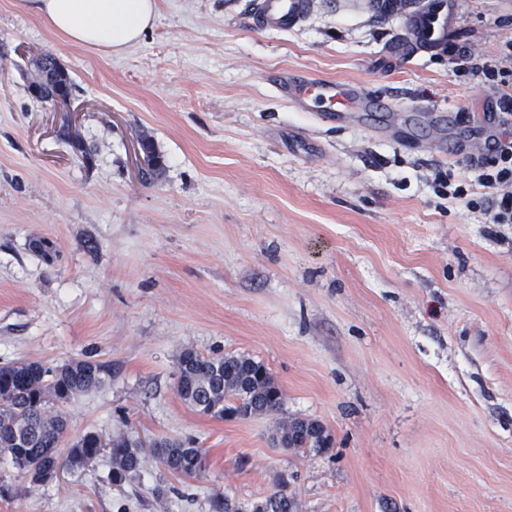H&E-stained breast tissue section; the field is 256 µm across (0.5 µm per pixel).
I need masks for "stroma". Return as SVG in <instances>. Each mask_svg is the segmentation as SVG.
I'll return each instance as SVG.
<instances>
[{
  "label": "stroma",
  "mask_w": 512,
  "mask_h": 512,
  "mask_svg": "<svg viewBox=\"0 0 512 512\" xmlns=\"http://www.w3.org/2000/svg\"><path fill=\"white\" fill-rule=\"evenodd\" d=\"M456 2L449 49L400 60L404 16L364 0H312L288 30L251 26L253 0H158L112 57L0 0V363L111 367L64 404L70 437L206 450L201 477L150 456L120 486L105 456L45 486L1 457L0 512H210L213 490L282 488L299 512H512V224L433 183L473 180L501 129L457 49L497 55L512 0ZM46 54L68 103L32 92ZM291 72L365 83L392 109L338 127L276 92L270 75ZM186 348L263 363L279 414L185 406ZM281 417L321 423L329 450L273 446Z\"/></svg>",
  "instance_id": "stroma-1"
}]
</instances>
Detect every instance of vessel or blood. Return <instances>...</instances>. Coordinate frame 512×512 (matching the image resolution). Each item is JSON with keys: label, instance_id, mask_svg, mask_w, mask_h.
<instances>
[{"label": "vessel or blood", "instance_id": "obj_1", "mask_svg": "<svg viewBox=\"0 0 512 512\" xmlns=\"http://www.w3.org/2000/svg\"><path fill=\"white\" fill-rule=\"evenodd\" d=\"M310 7L311 0H254L253 20L265 28H294L304 22ZM407 19L413 41L408 45L393 41L396 54H407L412 47L442 51L455 27V4L453 0H422L408 12ZM276 89L301 110L319 105L340 126L350 124L360 113L389 109L387 100L366 95L357 82L292 75L279 81Z\"/></svg>", "mask_w": 512, "mask_h": 512}]
</instances>
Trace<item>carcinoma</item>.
Returning a JSON list of instances; mask_svg holds the SVG:
<instances>
[{
  "mask_svg": "<svg viewBox=\"0 0 512 512\" xmlns=\"http://www.w3.org/2000/svg\"><path fill=\"white\" fill-rule=\"evenodd\" d=\"M45 90L67 82L55 70L53 58L42 62ZM176 391L189 407L220 419H246L280 410L283 394L265 365L241 354L204 356L193 349L178 358ZM110 378L109 370L90 360H71L47 366L39 361L0 364V456L10 457L15 468L33 485H46L63 473L88 470L107 454L111 479L122 484L139 472L145 461L144 444L126 435L105 438L86 432L68 438L69 422L61 405L91 393ZM276 440L284 448H306L318 453L331 445L321 423L288 418L280 424ZM151 452L172 474L193 478L204 469L205 450L195 441L157 439ZM211 512H298L293 493L280 490L252 502H233L221 491L209 500Z\"/></svg>",
  "mask_w": 512,
  "mask_h": 512,
  "instance_id": "1",
  "label": "carcinoma"
}]
</instances>
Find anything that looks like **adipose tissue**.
<instances>
[{"instance_id":"1","label":"adipose tissue","mask_w":512,"mask_h":512,"mask_svg":"<svg viewBox=\"0 0 512 512\" xmlns=\"http://www.w3.org/2000/svg\"><path fill=\"white\" fill-rule=\"evenodd\" d=\"M31 2L39 17L65 41L111 56L137 45L157 14V0Z\"/></svg>"}]
</instances>
